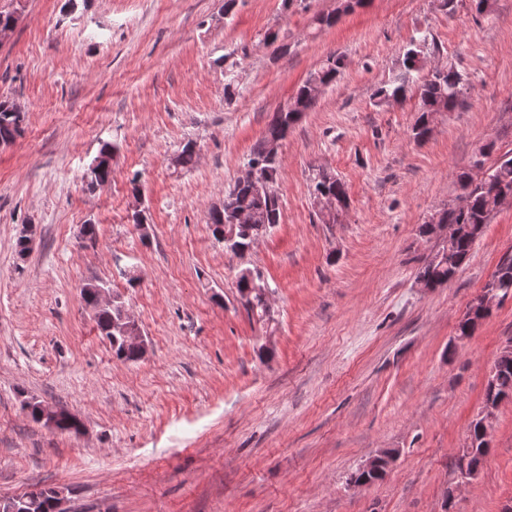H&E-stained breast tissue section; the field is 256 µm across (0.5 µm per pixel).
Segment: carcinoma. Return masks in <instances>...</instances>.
<instances>
[{"label": "carcinoma", "instance_id": "obj_1", "mask_svg": "<svg viewBox=\"0 0 512 512\" xmlns=\"http://www.w3.org/2000/svg\"><path fill=\"white\" fill-rule=\"evenodd\" d=\"M428 49V37L422 35L410 41L402 55L400 75L390 84H385L375 91V97L380 102L404 101L414 84V73L424 65L425 53ZM344 66L343 58L336 54L327 56V61L312 73L296 90L293 99L297 107L292 111L279 110L274 113L267 124L264 135L253 146L247 164L258 168V174L266 180H277L281 169L268 158V147L273 142H281L288 136L289 131L298 124L304 113L311 110L309 98V83L318 80L324 86L336 82ZM415 95L417 104L416 120L411 128L412 136L417 141L429 138L433 128L429 117L445 110L453 111L464 102L467 94V83L463 75L454 67L447 71L431 75L417 85ZM25 113L17 109L9 100L0 101V141L10 143L24 132ZM112 179V170L101 168L97 171H86L84 184L88 192L94 193L104 188ZM489 181L496 186L512 190V153L504 154L496 159L489 174ZM311 195L328 193L337 200L348 203V192L345 184L336 175L312 169L310 175ZM224 201L227 205L213 208L209 211L208 224L211 235L216 242L230 238L231 243L224 244V251L234 252L237 249L252 248L281 222V200L269 198L259 193L248 183L235 182L224 190ZM245 212L252 216L250 224H235L233 214ZM491 213L487 207V191L474 190L468 195V203L463 209L450 205L442 210V221L447 224H459L465 232L450 246L451 264L426 263L418 271V277L435 288L448 283V267L461 269L466 264L473 246L484 235L489 224ZM259 275L255 268L244 267L236 274L235 289L237 297L248 314L257 320H266L265 302L253 291L254 278ZM121 309L117 306L102 311L96 317L97 329L103 339L107 340L112 354L125 362L139 360L137 352L124 346L121 335L113 329V324L120 318ZM484 397L512 398V358L496 365V372L485 389ZM56 430L67 433H78L79 418L64 407L59 408ZM467 454L471 456L474 465H481L489 453L483 446L482 433L477 422L472 421L467 431ZM385 468L366 474L359 470L352 471L347 482L353 486H366L384 478ZM56 489L44 488L27 493L28 499L24 508L18 512H54V495Z\"/></svg>", "mask_w": 512, "mask_h": 512}]
</instances>
